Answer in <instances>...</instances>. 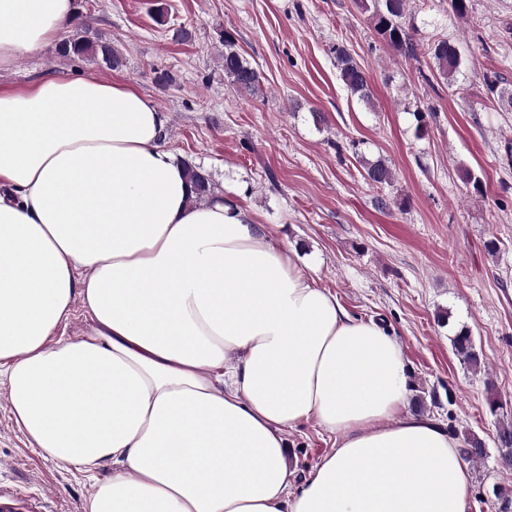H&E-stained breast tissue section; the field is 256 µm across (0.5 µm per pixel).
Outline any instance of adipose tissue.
<instances>
[{
  "mask_svg": "<svg viewBox=\"0 0 512 512\" xmlns=\"http://www.w3.org/2000/svg\"><path fill=\"white\" fill-rule=\"evenodd\" d=\"M74 16L0 0V71ZM165 125L119 81L0 88V383L30 445L111 465L84 512H466L469 468L410 411L393 335L242 205L197 200ZM312 418L335 442L297 484L286 436Z\"/></svg>",
  "mask_w": 512,
  "mask_h": 512,
  "instance_id": "obj_1",
  "label": "adipose tissue"
}]
</instances>
